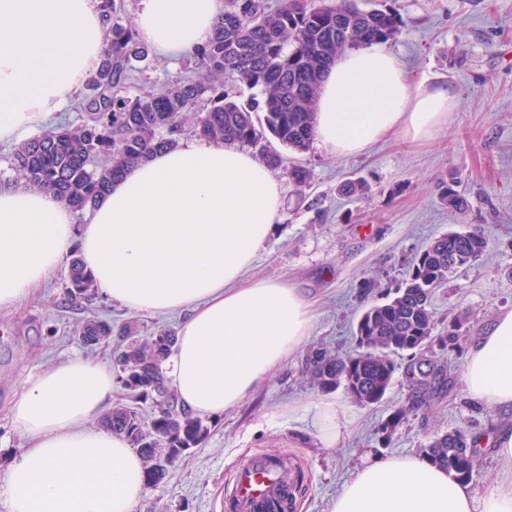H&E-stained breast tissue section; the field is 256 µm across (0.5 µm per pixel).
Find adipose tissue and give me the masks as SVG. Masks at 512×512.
Here are the masks:
<instances>
[{"label":"adipose tissue","instance_id":"1","mask_svg":"<svg viewBox=\"0 0 512 512\" xmlns=\"http://www.w3.org/2000/svg\"><path fill=\"white\" fill-rule=\"evenodd\" d=\"M222 0H139L140 40L174 61L206 43ZM107 42L98 0H0V141L39 130L79 95ZM458 107L448 86L411 84L396 55L346 50L315 103V140L349 158L396 137L434 141ZM282 188L250 153L181 145L135 164L76 227L55 194L0 186V309L29 297L78 249L101 298L179 315L165 371L180 402L216 418L242 403L309 339L311 302L281 278L245 271L274 230ZM461 380L473 403L512 410V310L466 349ZM116 380L101 362L69 357L23 380L10 407L26 448L0 475L7 512H134L147 491L139 454L96 425ZM312 426L334 447L352 422L346 404L319 401ZM505 472L490 490L413 455L367 457L328 512H512V428L490 439Z\"/></svg>","mask_w":512,"mask_h":512}]
</instances>
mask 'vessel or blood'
<instances>
[{"instance_id": "1", "label": "vessel or blood", "mask_w": 512, "mask_h": 512, "mask_svg": "<svg viewBox=\"0 0 512 512\" xmlns=\"http://www.w3.org/2000/svg\"><path fill=\"white\" fill-rule=\"evenodd\" d=\"M293 486L294 479L280 458L253 456L238 468L224 512H276L290 501Z\"/></svg>"}]
</instances>
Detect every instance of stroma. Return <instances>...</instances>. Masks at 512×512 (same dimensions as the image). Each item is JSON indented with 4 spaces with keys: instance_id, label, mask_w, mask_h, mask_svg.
I'll return each instance as SVG.
<instances>
[{
    "instance_id": "stroma-1",
    "label": "stroma",
    "mask_w": 512,
    "mask_h": 512,
    "mask_svg": "<svg viewBox=\"0 0 512 512\" xmlns=\"http://www.w3.org/2000/svg\"><path fill=\"white\" fill-rule=\"evenodd\" d=\"M364 9L389 8L402 20L392 51L413 80L445 84L458 99L447 130L433 142L404 147L388 140L362 155L331 158L318 146L287 159L311 173L297 189L283 170L280 219L260 248L254 275L291 281L315 305L303 351L261 383L236 408L208 420L209 433L148 487L135 512H224L236 471L247 457L275 453L296 459L302 483L293 512H326L328 501L367 456L417 455L429 439L450 430L469 436L512 426V413L471 405L461 369L466 348L507 309H512V0H358ZM457 178L469 207L448 210L440 179ZM349 179L367 183L359 197L339 195ZM480 228L489 240L480 260L449 278L432 300L435 335L462 323L458 344L432 343L396 355L393 383L374 406L353 404L356 422L335 447L320 444L307 408L325 398L348 402L344 389L314 383L308 352L346 354L356 347L361 314L383 302L435 238ZM59 269L39 294L0 310V472L25 438L10 422L9 406L22 381L84 347L72 331L91 316L113 328L134 326L138 335L174 329V315L138 313L101 299L66 302ZM281 417H271V410ZM396 429L385 424L393 413Z\"/></svg>"
}]
</instances>
